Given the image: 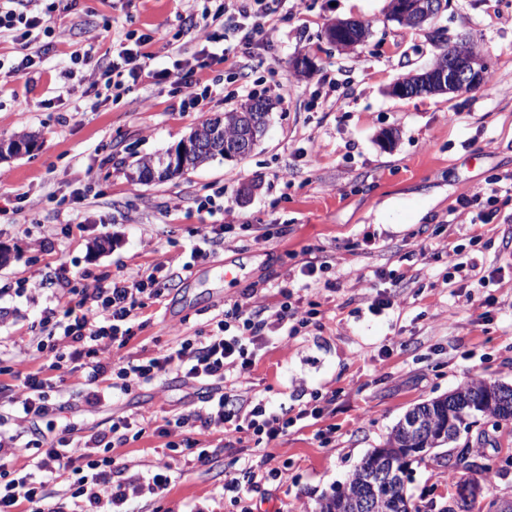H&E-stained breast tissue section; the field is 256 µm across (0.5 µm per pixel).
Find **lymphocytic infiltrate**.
Here are the masks:
<instances>
[{
    "label": "lymphocytic infiltrate",
    "mask_w": 512,
    "mask_h": 512,
    "mask_svg": "<svg viewBox=\"0 0 512 512\" xmlns=\"http://www.w3.org/2000/svg\"><path fill=\"white\" fill-rule=\"evenodd\" d=\"M282 0H222L216 16H229L231 23L223 31L213 30L206 20L188 15L190 27L197 32L199 49L189 59H174L171 67L151 71V55L146 52L147 36L127 35L117 55L109 63L108 82L115 89L150 76L156 81L179 85L182 107L195 108L208 97L207 88L195 78L197 71L216 63L229 62L225 42L234 39L245 49H268L266 33L275 5ZM42 24L41 16L0 9V29L14 31L17 45L14 75H24L34 66L36 55L29 49L28 38ZM164 262H156L150 272L122 274L113 278L98 276L82 287L69 288L70 300L48 331L53 340L50 375L42 371L18 376L10 403L17 430L31 420L54 414L59 405L52 391L57 383L74 371H82L84 400L88 405L100 402L105 391L129 393L133 386L161 380L176 372L189 381L208 385L209 394L195 414L175 419L163 429V436H179L182 445L193 452V460L203 464L209 459L205 435L225 429L233 420L243 419L244 429L256 443H269L285 435L292 425L285 414L260 402L248 413H241L228 377L248 371L253 364L250 345L264 335L269 323L286 325L297 319L298 312L282 305L267 320L234 306L216 320L211 334L181 342L165 353L145 359L114 357L113 350L125 347L130 340L128 324L143 308L145 299L157 296ZM238 323L239 333H231V323ZM144 422L139 418L114 421L110 432L95 433L74 441L65 437L43 440L34 446L19 445L16 433L0 432V460L25 457L26 468L6 476L0 471V512H63L48 501L47 487L59 479L73 482L74 512H129L130 504L146 494L155 495L171 482L170 466L158 461L144 471L132 474L122 482H113L111 456L112 437L132 433L142 436Z\"/></svg>",
    "instance_id": "obj_1"
}]
</instances>
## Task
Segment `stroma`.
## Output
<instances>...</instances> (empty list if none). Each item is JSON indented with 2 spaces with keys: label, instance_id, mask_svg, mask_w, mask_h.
Wrapping results in <instances>:
<instances>
[{
  "label": "stroma",
  "instance_id": "obj_1",
  "mask_svg": "<svg viewBox=\"0 0 512 512\" xmlns=\"http://www.w3.org/2000/svg\"><path fill=\"white\" fill-rule=\"evenodd\" d=\"M50 2L26 4L46 23L31 32L40 58L29 74L11 75L13 34L0 32V140L25 132L37 141L0 163V384L42 366L33 340L46 312L68 301L61 277L117 276L165 261L160 294L120 351L134 360L208 333L236 304L268 316L288 300L314 313L293 335L266 328L254 365L232 382L243 410L262 401L287 411L295 420L287 435L262 449L247 433L213 432L200 465L165 450V438L147 428L113 448L116 464L136 472L166 459L172 483L131 512H234L221 487L249 464L279 472L252 492L258 512H319L407 410L475 378L512 385V198L481 211L460 206L489 179L512 174V0H449L421 28L391 20L389 0H286L289 17L270 29L269 49L251 56L236 46L240 69L198 71L210 97L186 110L170 83L146 77L116 98L69 70L84 51L105 62L130 30L149 36L152 69L171 67L176 50L192 57L197 41L185 16L210 0ZM346 19L364 21L369 36L341 49L324 31ZM436 30L452 43L473 41L489 82L462 94L389 96L390 84L433 63ZM300 55L313 62L308 72L293 69ZM255 79L275 107L248 156L218 157L164 182L128 178L127 164L239 108ZM219 187L211 211L199 210ZM209 226L217 230L209 256L190 263ZM310 261L331 268L311 276ZM35 281L43 290L24 291ZM380 298L390 307L375 310ZM80 381L68 376L53 425L35 420L21 442L50 432L76 440L123 416L174 420L200 409L207 392L171 375L92 407ZM314 392L327 398L316 418L306 412ZM456 445L486 466L483 497L512 490V424L477 417ZM409 488L427 512H443L453 493L447 468L431 456L412 464Z\"/></svg>",
  "mask_w": 512,
  "mask_h": 512
}]
</instances>
